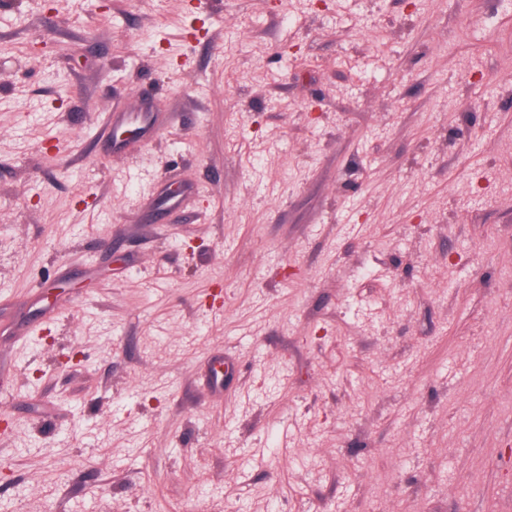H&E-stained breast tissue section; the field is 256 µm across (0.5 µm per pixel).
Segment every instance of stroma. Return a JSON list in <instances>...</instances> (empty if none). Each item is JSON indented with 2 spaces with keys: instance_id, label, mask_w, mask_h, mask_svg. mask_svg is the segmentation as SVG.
<instances>
[{
  "instance_id": "stroma-1",
  "label": "stroma",
  "mask_w": 512,
  "mask_h": 512,
  "mask_svg": "<svg viewBox=\"0 0 512 512\" xmlns=\"http://www.w3.org/2000/svg\"><path fill=\"white\" fill-rule=\"evenodd\" d=\"M2 386L0 512H512V0H0ZM122 122L135 127L139 133L144 136H150L156 127V116L153 112L140 109L134 112H123Z\"/></svg>"
}]
</instances>
